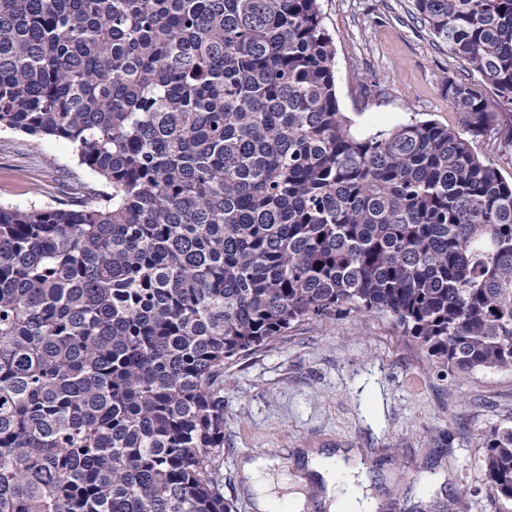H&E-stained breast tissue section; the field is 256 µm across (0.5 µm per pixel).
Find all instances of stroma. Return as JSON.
<instances>
[{"label":"stroma","mask_w":512,"mask_h":512,"mask_svg":"<svg viewBox=\"0 0 512 512\" xmlns=\"http://www.w3.org/2000/svg\"><path fill=\"white\" fill-rule=\"evenodd\" d=\"M333 37L337 96L352 131L410 120L456 127L444 87L464 63L432 41L411 0H320ZM63 140L0 131V205L27 208L89 181ZM224 494L258 512L245 463L273 460V483L299 482L305 512H327L307 462L363 458L378 512H512L481 470L479 433L512 426V372L440 374L386 317L312 320L224 368Z\"/></svg>","instance_id":"stroma-1"}]
</instances>
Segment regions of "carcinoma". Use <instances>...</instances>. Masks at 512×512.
Wrapping results in <instances>:
<instances>
[{"instance_id": "obj_1", "label": "carcinoma", "mask_w": 512, "mask_h": 512, "mask_svg": "<svg viewBox=\"0 0 512 512\" xmlns=\"http://www.w3.org/2000/svg\"><path fill=\"white\" fill-rule=\"evenodd\" d=\"M477 79L352 133L318 0H0V129L97 183L0 206V512H235L224 364L338 312L512 371V0H412ZM512 501V427L481 431ZM474 151L483 159L492 162L501 175L512 180V150L505 149L504 144L496 137L479 136L472 139Z\"/></svg>"}]
</instances>
